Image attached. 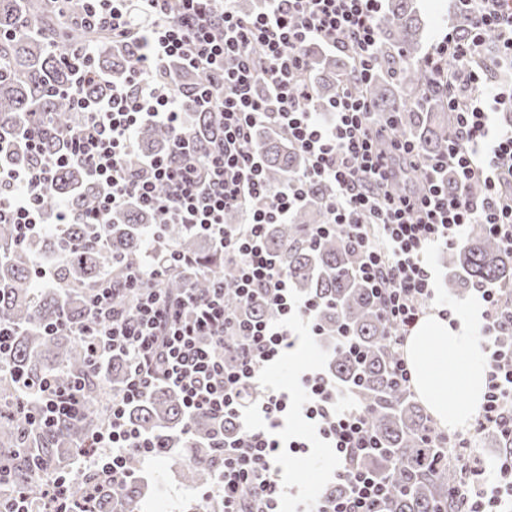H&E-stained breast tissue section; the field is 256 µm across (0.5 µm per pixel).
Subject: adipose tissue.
Instances as JSON below:
<instances>
[{"label": "adipose tissue", "instance_id": "adipose-tissue-1", "mask_svg": "<svg viewBox=\"0 0 512 512\" xmlns=\"http://www.w3.org/2000/svg\"><path fill=\"white\" fill-rule=\"evenodd\" d=\"M476 329L473 323L451 326L432 312L416 324L403 347L419 401L436 422L451 430L463 427L483 402L486 372L480 359L459 371L451 366L460 353L474 349ZM452 384L459 400L455 406L444 397Z\"/></svg>", "mask_w": 512, "mask_h": 512}]
</instances>
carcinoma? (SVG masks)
I'll use <instances>...</instances> for the list:
<instances>
[{
  "mask_svg": "<svg viewBox=\"0 0 512 512\" xmlns=\"http://www.w3.org/2000/svg\"><path fill=\"white\" fill-rule=\"evenodd\" d=\"M79 12L78 2L70 0L59 14L43 0H0V129L12 131L28 113L45 118L41 134L45 151L63 149L60 132L75 126L78 115L67 99L50 92V85L70 79L62 63V52L84 42L93 46L97 69L114 82L126 79L131 60L140 53V42H115L104 33H88L72 22ZM426 24L415 0H388L379 20L376 75L368 85L359 86L377 112L397 113L396 132L415 141L425 158L446 154L448 137L455 127L454 114L436 85L454 70L451 63L443 70H432L419 57L425 40ZM308 75L316 92L315 108L322 112L333 100L353 71L347 57H336L306 49ZM204 75L189 68L171 66L169 87L187 92L199 85ZM189 126L198 139L221 136L223 127L213 114L194 108L187 101ZM139 155L162 153L171 143L169 131L158 124L141 125L136 132ZM251 150L260 158L273 191L283 188L288 178L304 170L298 148L288 138L267 128L253 136ZM3 163L29 167L37 156L19 148ZM439 180L448 192L463 193L471 199L483 195V187L473 182L465 187L451 172ZM329 189L313 184L307 199L286 224H272L266 233V248L285 269L298 294L315 298L321 306L317 323L321 340L333 354L328 372L336 383L348 389L356 405L370 416L376 448L360 461V466L392 484L385 512H459L460 501L450 489L461 480L459 467L448 458V449L426 444L430 421L410 393L395 381L398 353L392 330L382 309L357 273V250L347 240L330 234L316 243L310 241L314 224L325 220ZM101 188L90 182L82 169H62L45 199L48 211L61 202L72 209L88 212L98 208ZM156 215L137 208L109 218L99 226L68 225L67 237L57 234L54 225L22 244L15 243L13 226L0 223V323L16 330L12 349L0 356V464L9 472L4 492L23 486L35 494L33 512L42 507L33 478L37 468H62L67 454L90 452L91 436L109 421L112 395L127 378V362L115 355L102 366L92 365L87 342L70 328L86 316L88 290L103 278L120 289V303L126 304L132 292L126 289L127 265L141 261ZM166 238L178 252L192 258L196 275L180 267L169 271L163 287L172 294L185 288L202 293L212 286V277L224 276V292L229 308L260 316L266 311L256 305L240 308L231 277V268L216 252L209 238L188 224H169ZM80 243L77 249L71 242ZM52 259L58 287L38 288L33 279V260ZM448 268L444 287L448 294L462 296L475 288L512 287V250L503 249L481 225L472 226L456 245L441 254ZM345 331L360 349L354 358L337 348V335ZM38 382L56 376L63 381L83 383L85 410L77 420L62 421L49 429L39 426V406L26 408L16 402L13 378ZM130 421L141 432L169 435L174 445L186 449L187 481L204 488L213 480L215 451L210 448L217 427L206 417L188 419L180 395L157 385L128 412ZM98 487L97 512H143V490L139 482L128 484L122 494L112 495V483L104 477L76 471L70 483L71 498L80 500L88 485Z\"/></svg>",
  "mask_w": 512,
  "mask_h": 512,
  "instance_id": "obj_1",
  "label": "carcinoma"
}]
</instances>
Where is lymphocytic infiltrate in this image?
Instances as JSON below:
<instances>
[{
  "label": "lymphocytic infiltrate",
  "instance_id": "f902f5d3",
  "mask_svg": "<svg viewBox=\"0 0 512 512\" xmlns=\"http://www.w3.org/2000/svg\"><path fill=\"white\" fill-rule=\"evenodd\" d=\"M83 2L82 27L109 32L116 41L138 37L143 51L125 81L96 100L84 92L105 79L94 66L92 49L79 46L66 53L63 63L72 79L58 92L81 123L65 132V151L43 153L40 132L29 122L17 135L0 132V160L19 145L40 157L30 168L0 163V223L13 225L15 240L22 243L49 222L60 232L69 224L105 223L134 201L154 211L161 224L147 261L130 269L133 305L119 307L111 281L101 280L91 290L85 321L76 326L87 337L95 364L116 352L129 363L126 385L112 397L108 426L92 436L97 452L85 457L86 467L111 479L119 491L135 479L130 458L158 459L160 436L133 427L127 409L162 384L181 394L188 418L241 424L234 438L217 443L211 494L220 499L222 512H278L286 498L294 512H376L390 486L359 465L373 447L369 416L328 374L304 372L293 395L268 386L260 399L248 396L263 370L295 346V321H302L307 336L320 334L319 302L294 293L287 273L264 246L266 227L288 222L308 184L327 186L326 221L314 225L311 236L340 233L358 248L359 274L381 303L398 345L438 298L426 252L458 244L474 224L512 250V120L497 118L512 94L487 84L483 71L470 66L491 30L498 40L496 67L512 71V0H454L469 33L441 34L426 62L438 68L451 59L457 65L440 86L456 117L455 134L445 157L426 162L415 142L395 134L392 122H378L373 104L356 91L372 74L382 0H265V8L248 16L234 9L233 0ZM313 43L352 53L359 61L330 104L328 125L305 105L312 97L303 80L305 49ZM175 61L206 76L190 93L195 108L222 117L224 137L207 148H199L182 102L167 85V69ZM148 122L169 130L171 150L135 166L136 130ZM259 126L283 132L306 158L304 171L282 190H272L249 147ZM419 162L431 179L426 190L415 193L402 187L401 174ZM65 166L82 167L100 186L97 210L79 214L62 205L47 214V189ZM447 167L460 184L480 183L483 198L443 190L436 176ZM272 194L278 200L270 208L265 200ZM232 210L245 212L244 224L227 227L224 216ZM166 224L203 230L231 263L241 302H263L267 316L244 318L229 311L220 277L203 293L165 292L167 270L182 261L164 235ZM478 295L487 383L473 431L493 428L512 439V343L500 341L504 331L512 332V300L496 288L479 289ZM227 341L236 345L230 359L220 351ZM31 401L39 403L46 427L78 418L83 409L81 387L73 381L47 378L20 385V404ZM293 414L312 426L314 438L285 431ZM314 439L334 451L339 495L310 494L276 477L282 459L307 452ZM447 443L461 469L453 494L463 512H512V456L490 470L474 456L470 438L458 434Z\"/></svg>",
  "mask_w": 512,
  "mask_h": 512
}]
</instances>
